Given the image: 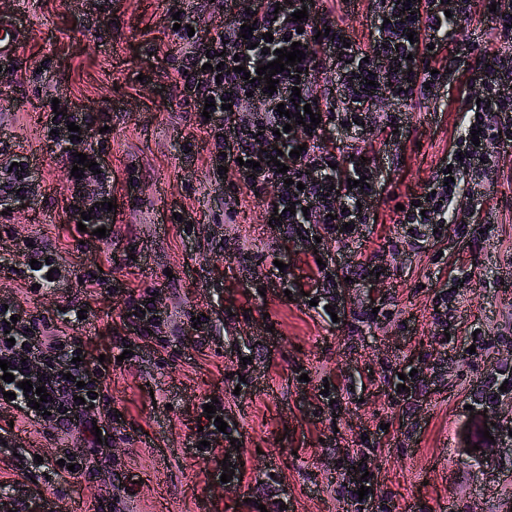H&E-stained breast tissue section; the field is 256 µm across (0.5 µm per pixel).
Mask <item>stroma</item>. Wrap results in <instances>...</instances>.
Here are the masks:
<instances>
[{"mask_svg":"<svg viewBox=\"0 0 512 512\" xmlns=\"http://www.w3.org/2000/svg\"><path fill=\"white\" fill-rule=\"evenodd\" d=\"M0 17L23 30L0 62V150L27 158L33 186L0 196V302L75 337L90 361L105 359L94 414L119 418L95 443L83 428L0 409V512H345L361 467L369 512H502L512 501V390L489 408L472 389L505 364L512 379V146L495 149L494 173L472 185L488 200L492 246L463 251L448 238L416 248L394 213L459 133L467 72L406 106L396 146L372 151L374 133L341 127L326 135L384 179L378 223L346 241L319 224L288 238L234 173L214 179L209 128L170 78L182 47L165 0H0ZM54 103L110 115L107 132L88 139L112 174L105 237L79 231L69 208L66 159L49 136ZM232 196L243 200L233 212ZM27 243L56 256L54 287L19 274ZM316 251L333 274V320L300 291ZM459 259L472 274L457 288L448 271ZM363 263L385 277L355 281ZM85 273L97 278L88 292L77 283ZM441 289L459 293L461 334L479 329L505 344L444 352L433 303ZM146 294L168 314L147 340L122 321L126 300ZM79 305L86 320L72 312ZM202 315L210 334L196 345L190 323ZM402 382L420 390L400 406ZM212 402L227 424L219 442L244 473L228 490L221 458L191 449ZM64 451L94 459L93 469H58Z\"/></svg>","mask_w":512,"mask_h":512,"instance_id":"stroma-1","label":"stroma"}]
</instances>
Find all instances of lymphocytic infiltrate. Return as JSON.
<instances>
[{
	"instance_id": "lymphocytic-infiltrate-1",
	"label": "lymphocytic infiltrate",
	"mask_w": 512,
	"mask_h": 512,
	"mask_svg": "<svg viewBox=\"0 0 512 512\" xmlns=\"http://www.w3.org/2000/svg\"><path fill=\"white\" fill-rule=\"evenodd\" d=\"M472 0H373L375 34L361 46L346 17L315 10V0H256L254 14L226 16L214 36L202 39L180 28L185 44L174 82L195 111H203L209 97L225 99L232 112L217 118L212 169L234 170L249 192L267 197L268 208L281 210L280 225L301 235L306 225H323L335 234L344 224L366 223L374 214L373 203L384 185L364 162L339 161L323 142L328 127L341 122L364 134L378 130L386 142L396 141L394 126L403 125L402 112L379 113L381 98L402 104L428 97L431 88L448 82L449 72L467 69L462 131L455 138L444 164L433 172L422 192L409 196L398 221L416 243L432 235L454 234L462 244L481 246L489 240L482 231L483 200L469 192L471 182L493 172L491 147L512 140V0H495L492 14L500 48L493 57L473 61V43L458 39L457 26L469 17ZM306 10L307 18L293 14ZM250 25L249 37H240L242 25ZM272 42H264L265 33ZM305 46L297 66L279 73L274 94H266V81L250 82L245 73L274 61V52L287 42ZM225 74H217L216 65ZM244 73H237V66ZM336 76L333 87L317 88L321 71ZM300 86L299 102H292L293 86ZM310 105L320 115L319 125L304 129L287 124L277 108L294 111L296 104ZM300 157H291V150ZM287 166L278 173L271 155ZM292 186H285V178ZM357 187H349V180ZM80 345L72 337L46 341L28 332L25 319H12L0 307V360L8 361L14 382L0 379V408L14 409L29 420L54 428L82 426L92 430L83 396H99L103 369L79 356ZM38 359L42 372L31 376L29 359ZM31 381L45 388L42 409L28 406L18 384Z\"/></svg>"
}]
</instances>
